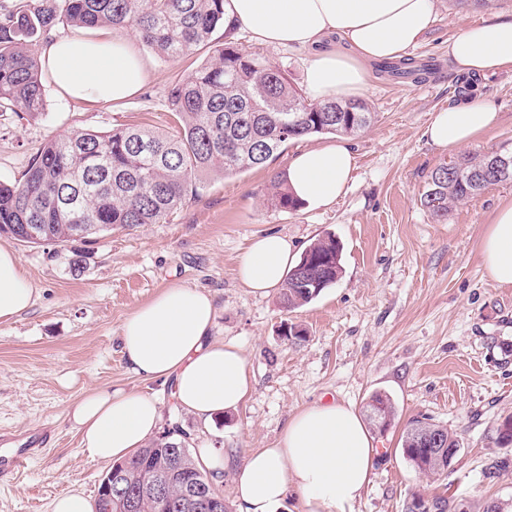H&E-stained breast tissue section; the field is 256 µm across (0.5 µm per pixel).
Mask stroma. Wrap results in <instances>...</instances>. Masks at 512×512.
I'll use <instances>...</instances> for the list:
<instances>
[{"label":"stroma","mask_w":512,"mask_h":512,"mask_svg":"<svg viewBox=\"0 0 512 512\" xmlns=\"http://www.w3.org/2000/svg\"><path fill=\"white\" fill-rule=\"evenodd\" d=\"M512 17V0L476 8L438 0L423 42L408 55L423 71L398 78L376 69L360 95L374 119L347 137L357 169L347 193L320 210L283 211L268 200L301 148L335 142L332 134L289 142L266 167L206 178L200 196L165 224L112 231L88 245H28L0 236L37 290L33 306L0 323V429L48 426L54 439L13 481L0 486V512H52V502L79 489L95 497L107 463L91 459L68 418L93 388L156 396L161 428L179 427L192 456L211 449L227 457L215 482L225 512H239L234 473L251 450L271 447L290 417L323 401L365 412L369 396L386 393L391 426L374 433L370 482L353 512H404L411 493H446L449 512H512V447L496 440L512 416V286L486 274L480 243L495 211L512 204V183L493 186L435 222L420 204L429 173L462 153L512 150V74L483 78L453 70L448 41L463 24ZM248 54L278 65L302 87L305 53L237 39ZM151 79L135 97L113 106L75 101L47 87L37 120L0 115V180L18 179L47 136L76 128L172 124L164 102L204 51L178 60L146 52ZM481 90L498 124L466 149H440L424 130L432 112ZM288 237L304 250L324 234L343 245L344 273L309 304L287 311L278 291L258 297L236 276L241 255L258 234ZM211 292L219 313L214 339L235 342L251 378L237 411L206 425L178 407L171 385L132 374L120 350L126 318L172 283ZM306 328L305 340L281 336L284 323ZM428 418L457 436L461 451L448 471L426 476L405 460L399 440L410 420Z\"/></svg>","instance_id":"1"}]
</instances>
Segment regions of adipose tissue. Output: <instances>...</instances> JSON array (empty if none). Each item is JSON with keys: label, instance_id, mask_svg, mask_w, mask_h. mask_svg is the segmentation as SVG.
<instances>
[{"label": "adipose tissue", "instance_id": "1", "mask_svg": "<svg viewBox=\"0 0 512 512\" xmlns=\"http://www.w3.org/2000/svg\"><path fill=\"white\" fill-rule=\"evenodd\" d=\"M434 15L435 0H224V31L230 38L244 32L262 45L306 51L308 98L347 100L362 92L374 65L401 59L418 45ZM41 58L62 96L94 103L127 100L149 77L135 41L114 30L50 35ZM448 64L479 75L512 73V19L463 26L448 43ZM498 121V112L475 96L434 112L425 135L436 147L456 149ZM355 168L346 143L309 147L289 160L288 188L307 208H323L346 191ZM481 255L493 282L512 285V205L495 212ZM293 259L287 237L261 235L243 255L238 277L264 297L281 286ZM34 295L16 255L0 247V322L27 310ZM216 315L213 295L174 284L136 307L120 336L130 370L172 382L177 404L207 423L237 410L250 390L239 347L212 336ZM71 420L89 456L110 462L143 447L156 433L161 412L146 394L105 388L78 399ZM374 455L352 406L314 404L290 418L273 447L252 452L237 469L240 512H281L292 486L302 493L307 512H352Z\"/></svg>", "mask_w": 512, "mask_h": 512}]
</instances>
